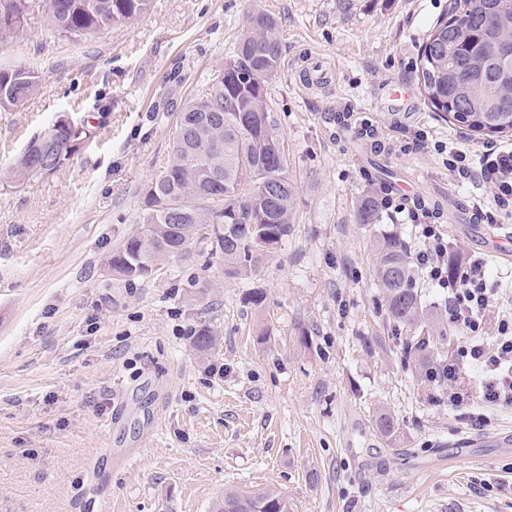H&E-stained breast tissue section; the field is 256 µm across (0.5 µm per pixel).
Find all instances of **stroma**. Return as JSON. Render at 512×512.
Here are the masks:
<instances>
[{"label": "stroma", "instance_id": "1", "mask_svg": "<svg viewBox=\"0 0 512 512\" xmlns=\"http://www.w3.org/2000/svg\"><path fill=\"white\" fill-rule=\"evenodd\" d=\"M449 3L152 0L78 38L37 19L0 48V67L40 79L0 111V169L57 117L88 130L55 174L0 181V512H85L96 468L112 512H210L225 491L269 487L291 512H512V408L475 430L433 402L395 359L373 278V231L418 248L407 212L423 197L443 204L449 254L512 272L490 251L512 213L486 223L440 150L506 139L440 118L418 80ZM257 9L282 48L268 91L298 197L288 239L248 278L197 239L148 277L115 278L105 259L135 233L178 113ZM318 65L327 79L304 82ZM394 81L406 101L386 97ZM342 110L373 121L377 163L337 130ZM380 166L397 177L371 229L355 215ZM202 328L219 336L204 353Z\"/></svg>", "mask_w": 512, "mask_h": 512}]
</instances>
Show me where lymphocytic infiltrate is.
Returning a JSON list of instances; mask_svg holds the SVG:
<instances>
[{
  "label": "lymphocytic infiltrate",
  "mask_w": 512,
  "mask_h": 512,
  "mask_svg": "<svg viewBox=\"0 0 512 512\" xmlns=\"http://www.w3.org/2000/svg\"><path fill=\"white\" fill-rule=\"evenodd\" d=\"M448 170L459 179L489 183L496 210L512 211V147L489 145L478 161H471L457 143L448 145ZM409 219L423 246L414 254L415 264L429 287L442 291L448 323L458 330L455 362L448 367L454 390L450 405L461 403L460 391L475 386L477 403L464 420L480 429L495 410L512 407V289L491 278L485 257L466 255L448 261V236L440 225Z\"/></svg>",
  "instance_id": "f902f5d3"
}]
</instances>
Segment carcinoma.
Instances as JSON below:
<instances>
[{
    "mask_svg": "<svg viewBox=\"0 0 512 512\" xmlns=\"http://www.w3.org/2000/svg\"><path fill=\"white\" fill-rule=\"evenodd\" d=\"M151 0H47L43 20L54 35L77 38L132 23L146 14ZM39 10L37 0H0V45L25 34ZM450 18L436 22L421 50V68L432 73L428 104L485 136L512 135V58L490 63L482 47L487 37L483 15L497 18L498 32L512 35V6L505 0H453ZM276 19L258 10L235 53L179 112L168 160L145 189L137 231L112 251V272L126 280L146 278L181 253L195 234L210 252L224 257V271L248 277L288 238L296 206V187L288 175V151L273 113L268 87L281 69ZM38 76L24 69L0 68V109L19 107L35 93ZM336 115L343 129L354 128L372 155L382 151L373 125ZM86 136L84 126L57 121L31 139L6 171L22 184L38 176L47 147L54 149L58 172ZM383 199L364 197L357 223L381 220ZM374 279L386 300L389 324L405 333L400 361L414 367L420 382L445 383L448 327L443 312L425 303L405 241L392 234L374 236ZM290 512L288 498L268 489L257 494L229 491L215 512Z\"/></svg>",
    "mask_w": 512,
    "mask_h": 512,
    "instance_id": "cac0c4a2",
    "label": "carcinoma"
}]
</instances>
